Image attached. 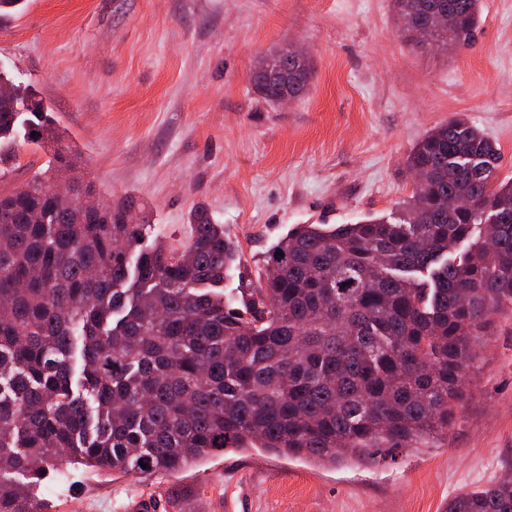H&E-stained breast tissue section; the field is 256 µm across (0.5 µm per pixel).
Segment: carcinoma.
Listing matches in <instances>:
<instances>
[{
  "mask_svg": "<svg viewBox=\"0 0 512 512\" xmlns=\"http://www.w3.org/2000/svg\"><path fill=\"white\" fill-rule=\"evenodd\" d=\"M393 5L417 45L476 41L481 0ZM269 55L284 70L257 94L303 96L309 62ZM18 138L47 159L0 190V512H43L35 490L67 463L146 479L226 450L332 466L417 448L448 434L512 312V181L463 115L413 148L398 221L299 224L239 298L224 225L197 206L188 244L145 243L146 212L102 206L31 84L0 69L1 183ZM448 512H512V475Z\"/></svg>",
  "mask_w": 512,
  "mask_h": 512,
  "instance_id": "1",
  "label": "carcinoma"
}]
</instances>
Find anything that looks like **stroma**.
<instances>
[{"mask_svg": "<svg viewBox=\"0 0 512 512\" xmlns=\"http://www.w3.org/2000/svg\"><path fill=\"white\" fill-rule=\"evenodd\" d=\"M309 55V90L275 105L248 76L269 49ZM0 60L30 82L100 196L144 208L180 246L204 206L242 251L224 281L256 282L299 224L391 217L415 145L465 114L512 178V0H482L476 42L410 44L392 0H26L0 16ZM447 436L374 463L227 453L140 480L72 465L39 492L50 512H446L512 472V314L496 319ZM179 493L170 506L168 489Z\"/></svg>", "mask_w": 512, "mask_h": 512, "instance_id": "35a3bbf8", "label": "stroma"}]
</instances>
